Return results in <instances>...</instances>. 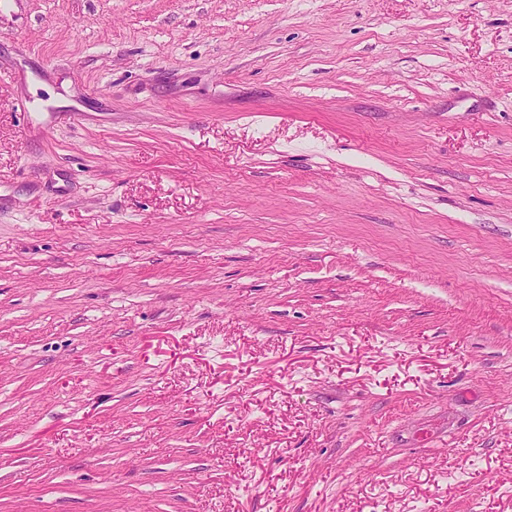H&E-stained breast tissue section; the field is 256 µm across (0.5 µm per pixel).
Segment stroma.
Segmentation results:
<instances>
[{
	"instance_id": "stroma-1",
	"label": "stroma",
	"mask_w": 512,
	"mask_h": 512,
	"mask_svg": "<svg viewBox=\"0 0 512 512\" xmlns=\"http://www.w3.org/2000/svg\"><path fill=\"white\" fill-rule=\"evenodd\" d=\"M0 512H512V0H11Z\"/></svg>"
}]
</instances>
